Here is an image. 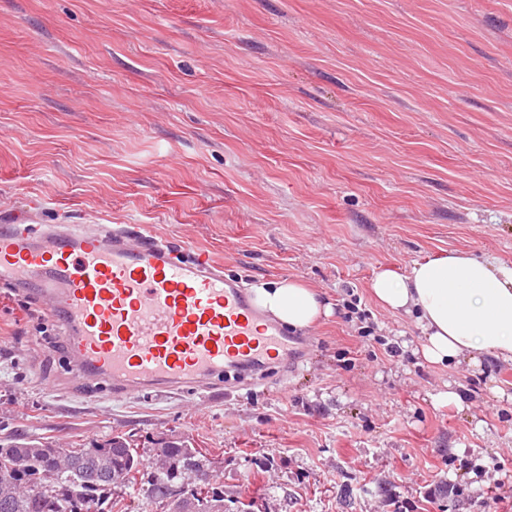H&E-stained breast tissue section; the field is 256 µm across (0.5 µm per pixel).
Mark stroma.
Here are the masks:
<instances>
[{
  "label": "stroma",
  "instance_id": "stroma-1",
  "mask_svg": "<svg viewBox=\"0 0 512 512\" xmlns=\"http://www.w3.org/2000/svg\"><path fill=\"white\" fill-rule=\"evenodd\" d=\"M32 213L333 313L287 385L115 399L65 389L48 312L1 297L0 431L186 436L260 512H512V363L429 364L369 289L449 250L512 265V0H0V219Z\"/></svg>",
  "mask_w": 512,
  "mask_h": 512
}]
</instances>
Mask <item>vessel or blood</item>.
<instances>
[{
  "instance_id": "obj_1",
  "label": "vessel or blood",
  "mask_w": 512,
  "mask_h": 512,
  "mask_svg": "<svg viewBox=\"0 0 512 512\" xmlns=\"http://www.w3.org/2000/svg\"><path fill=\"white\" fill-rule=\"evenodd\" d=\"M0 286L51 315L70 383L116 398L264 381L297 345L221 263L136 225L0 224Z\"/></svg>"
}]
</instances>
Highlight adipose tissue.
<instances>
[{
    "instance_id": "obj_1",
    "label": "adipose tissue",
    "mask_w": 512,
    "mask_h": 512,
    "mask_svg": "<svg viewBox=\"0 0 512 512\" xmlns=\"http://www.w3.org/2000/svg\"><path fill=\"white\" fill-rule=\"evenodd\" d=\"M370 288L379 304L414 318L430 364L512 360V266L457 250L416 261L404 274L383 268ZM252 294L269 318L294 331L331 313L318 291L295 278L257 282Z\"/></svg>"
}]
</instances>
